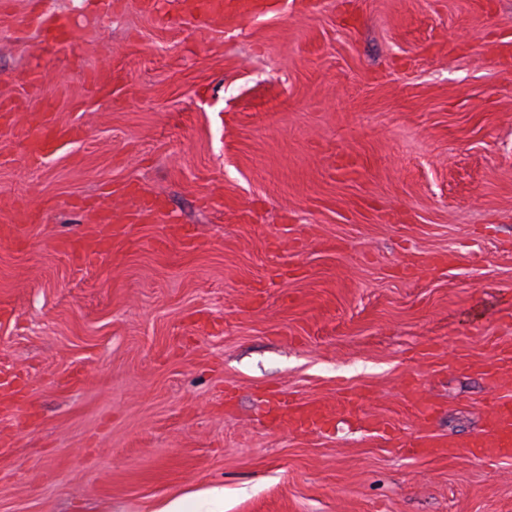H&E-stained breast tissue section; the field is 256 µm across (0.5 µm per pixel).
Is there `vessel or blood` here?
<instances>
[{
    "instance_id": "1",
    "label": "vessel or blood",
    "mask_w": 512,
    "mask_h": 512,
    "mask_svg": "<svg viewBox=\"0 0 512 512\" xmlns=\"http://www.w3.org/2000/svg\"><path fill=\"white\" fill-rule=\"evenodd\" d=\"M278 0H184L182 19L189 24H220L228 17L256 18L277 11ZM42 51L50 52L67 43L71 30L66 17L51 15L41 23ZM81 129L57 126L51 118H42L39 133L34 140V151L40 155L53 154L61 142L81 137ZM161 207L149 196L141 197L134 211H104L97 221L108 224L112 232L107 236H95L86 240L69 241L68 247L76 259L86 262L101 256L112 247L114 238L124 233V226L133 222L151 223L158 219ZM512 368V348L503 350L497 365L485 368L484 375L489 386L494 389L488 398L487 415L482 430L466 443L468 452L475 457H492L498 460L512 459V393L497 390L496 384L503 369ZM406 400L419 423H426L434 413L433 405L420 391L416 378H407L404 384ZM277 408L286 412L284 419L288 428L300 431H316L326 427L333 419L331 412L323 407L306 401L280 399ZM390 443L403 453L420 457L431 454H452L457 448L455 440L429 434H421L410 440H402L398 435H389Z\"/></svg>"
}]
</instances>
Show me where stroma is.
Wrapping results in <instances>:
<instances>
[{"label":"stroma","instance_id":"stroma-1","mask_svg":"<svg viewBox=\"0 0 512 512\" xmlns=\"http://www.w3.org/2000/svg\"><path fill=\"white\" fill-rule=\"evenodd\" d=\"M0 0V512H512V460L410 458L372 423L466 440L512 346V0H288L194 27L137 0ZM43 78L29 85L31 71ZM83 135L30 157V115ZM131 224L85 264V204ZM190 228L195 246L173 236ZM358 405L320 432L271 389ZM42 40L40 49L44 52H50L68 42L71 30L66 17L61 15H51L46 20H41ZM160 213L161 207L153 197L142 196L135 211H103L98 215L97 223L114 224L111 235H99L87 240H71L67 243V246L79 261H90L112 248V238H119L124 233V225L122 224L133 222L152 223L158 219ZM406 401L414 412L415 419L421 423H426L434 413L433 405L426 400L420 391V384L414 377H408L404 384ZM224 497L223 489H212L203 501L180 497L168 503L160 512H222L221 499Z\"/></svg>","mask_w":512,"mask_h":512}]
</instances>
